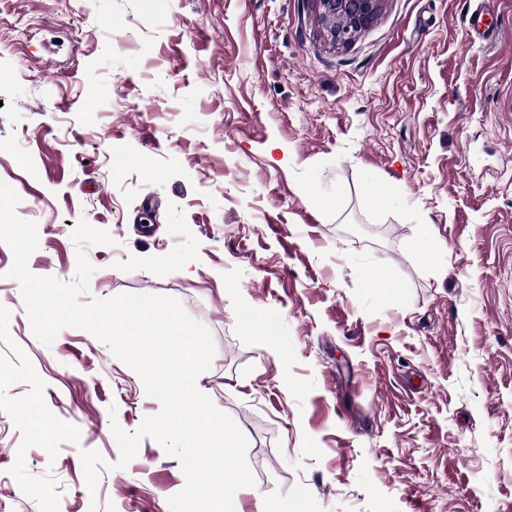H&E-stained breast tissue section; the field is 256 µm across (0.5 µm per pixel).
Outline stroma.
<instances>
[{
    "mask_svg": "<svg viewBox=\"0 0 512 512\" xmlns=\"http://www.w3.org/2000/svg\"><path fill=\"white\" fill-rule=\"evenodd\" d=\"M0 0V180L38 276L177 299L247 438L237 512H512V0ZM441 249L432 257L430 244ZM0 242V512H170L179 461L91 333H32ZM44 440L25 443L28 425ZM322 19H336L328 26V34L335 43L350 42L359 32L370 26L379 16L384 0H317ZM492 14L491 8L487 6L477 7L467 20V30L475 42H487L492 40L496 34V29L486 23L488 16Z\"/></svg>",
    "mask_w": 512,
    "mask_h": 512,
    "instance_id": "obj_1",
    "label": "stroma"
}]
</instances>
